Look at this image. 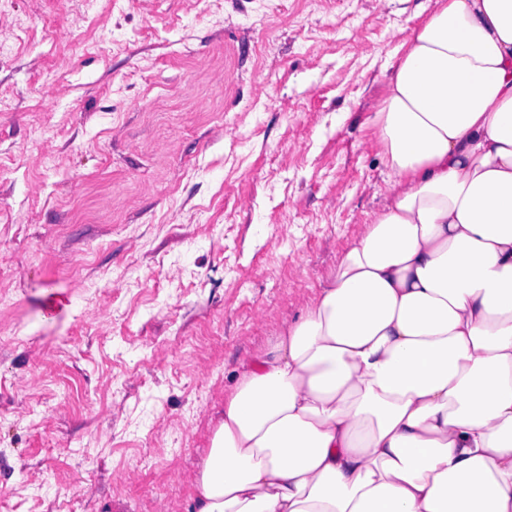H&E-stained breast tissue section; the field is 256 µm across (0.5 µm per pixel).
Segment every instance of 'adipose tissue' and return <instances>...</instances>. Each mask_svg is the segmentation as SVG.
<instances>
[{
    "label": "adipose tissue",
    "mask_w": 512,
    "mask_h": 512,
    "mask_svg": "<svg viewBox=\"0 0 512 512\" xmlns=\"http://www.w3.org/2000/svg\"><path fill=\"white\" fill-rule=\"evenodd\" d=\"M405 46L385 204L244 364L190 512H512V0Z\"/></svg>",
    "instance_id": "1"
}]
</instances>
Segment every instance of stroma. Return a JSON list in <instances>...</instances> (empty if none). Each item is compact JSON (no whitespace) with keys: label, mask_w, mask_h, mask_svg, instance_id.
I'll return each instance as SVG.
<instances>
[{"label":"stroma","mask_w":512,"mask_h":512,"mask_svg":"<svg viewBox=\"0 0 512 512\" xmlns=\"http://www.w3.org/2000/svg\"><path fill=\"white\" fill-rule=\"evenodd\" d=\"M435 0H12L0 512H188L240 364L384 202Z\"/></svg>","instance_id":"stroma-1"}]
</instances>
